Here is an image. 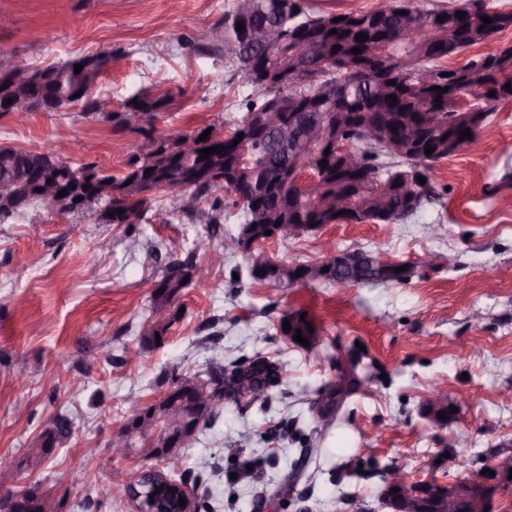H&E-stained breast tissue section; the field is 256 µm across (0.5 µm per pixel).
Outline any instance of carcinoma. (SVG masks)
Here are the masks:
<instances>
[{"label":"carcinoma","instance_id":"cac0c4a2","mask_svg":"<svg viewBox=\"0 0 512 512\" xmlns=\"http://www.w3.org/2000/svg\"><path fill=\"white\" fill-rule=\"evenodd\" d=\"M247 11L256 24L271 25L279 29L281 41L274 46H265L256 41L242 39L234 24V18ZM464 13L462 25L446 19L448 15ZM443 20H438V17ZM492 19L485 24L482 17ZM512 28V12L492 11L484 0H466L463 6L451 11L428 10L410 7L409 0H389L384 6L372 11H348L317 14L310 10L305 0H295L294 9L283 10L278 0H235L233 9L224 14V58L237 65L242 72L244 61L252 59L255 66L271 72L288 74V92L298 96L314 95L321 99V111L331 122L340 127V137L360 153L362 181L354 184L346 174L336 167L325 168L320 161L326 159L320 145L315 144L301 157L295 158L288 149V120L264 131L250 140L227 139L216 142L210 138L202 147L191 149V154L170 155L166 142L155 138L149 125L155 113L165 105L162 96L137 95L125 106L141 104L139 111L146 118V126L139 128L146 140V151L142 154L148 167L139 170L128 169L121 175L109 174L94 163H84L90 170L84 180L70 184L72 191L85 199L89 214H98L99 224H122L124 214L134 212L142 223L150 195L164 192L163 186L170 181H181L186 186L187 201L171 198L178 212L187 216L197 213L200 203L212 199L210 223L219 230L224 216L225 197L229 192L235 200L232 205L240 206L242 224L239 234L247 235L253 242L246 253L248 263L257 258L269 261L274 257L263 250L267 239L265 231L275 230V223L283 225L308 224L319 228L324 224L336 223L332 211H319L311 200L288 181L289 170L310 171L321 176L327 192L336 197L350 199V212L355 223L367 221L373 224H393L410 219L426 203L442 198L443 190L431 182L430 173L435 163L452 156L459 148L475 140L497 106L512 102V92L504 89L512 85V44L470 61L453 69L439 65L441 59L449 57L468 47L492 39L502 31ZM337 33L332 34L330 30ZM367 35L364 41L356 40L359 34ZM312 41L314 57L324 62L315 71H305L299 66L291 49L297 37ZM339 46L333 50V46ZM357 48L354 54L351 49ZM372 52L376 62V74L395 81V84H380L372 79L365 84H355L347 89L345 103L336 100V83L345 79L349 70L364 63L366 53ZM112 57V52L102 51L96 55L71 58L60 64H51L36 70L39 80L26 89L27 96L34 102L38 112H56L68 104L83 103L89 114L103 113L106 102L97 97L95 86L101 70L97 61ZM83 65L75 73V65ZM431 76L432 85L447 89L441 93L421 84L420 76ZM241 84L251 93L243 97L244 116L262 112L266 106V95L251 88L246 77ZM397 101L390 102L391 96ZM470 99V106L459 105L458 97ZM371 119L389 131L386 142L366 141L362 124ZM470 129L471 137H460V131ZM222 146L224 150L207 159H200L201 149ZM434 151L426 153L427 147ZM53 151H31L11 146H0V182L11 177H25L36 170L53 174L67 169ZM150 174H145L146 169ZM412 173L425 178V183H416L417 203L408 207L406 198L388 187L391 180L399 175ZM89 189H84V186ZM126 189L121 205L123 213L109 208L110 194ZM46 206L48 210L69 213L71 209L53 205L35 197L31 203L10 217L0 216V224H6L22 216L28 210ZM182 254L174 255L166 264L161 278L155 283L150 296L152 309L164 307L170 310L169 320L159 322L150 317L151 325L135 346L142 353L157 342L156 335H162L175 320V300L181 293L178 286L169 285L173 261L182 259L190 265L196 262V246ZM284 273L273 285L290 288L299 284L333 283L347 285L401 283L408 276L394 277L390 267L381 260L378 252L353 250L349 262L337 270V276L308 280H297V269L290 262H281ZM256 368L244 372L238 367L228 369L214 366L202 373H186L176 380L181 384L186 379H195L202 389H212L210 382L219 377L224 386L232 392L247 395L254 401H263L268 396L272 379L278 377V365L267 359L255 361ZM219 376H213V373ZM71 423L68 418L58 416L48 438L38 436L25 455L30 466L38 465L55 447L70 436ZM159 487L143 488V507L152 509L150 494L158 488H177L176 480L164 471H158Z\"/></svg>","mask_w":512,"mask_h":512}]
</instances>
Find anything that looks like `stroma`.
Instances as JSON below:
<instances>
[{
	"label": "stroma",
	"mask_w": 512,
	"mask_h": 512,
	"mask_svg": "<svg viewBox=\"0 0 512 512\" xmlns=\"http://www.w3.org/2000/svg\"><path fill=\"white\" fill-rule=\"evenodd\" d=\"M234 0H0V51L41 68L111 50L97 95L81 104L0 118V145L64 146L72 163L120 175L144 137L117 128L134 94L164 96L158 121L175 135L231 131L243 89L224 58V14ZM443 200L394 224H329L272 239L268 254L309 264L332 241L380 252L413 268L404 283L277 289L253 281L243 253L212 241L207 284L184 289L161 345L126 359L149 325L150 295L172 252L207 233L209 202L194 217L165 196L143 223L92 224L38 207L0 224V456L18 466L13 491L36 490L61 512H133L111 493L114 470L139 475L148 461L113 456L110 442L161 387L209 365L269 359L284 368L260 405L225 400L196 435L178 473L200 512H353L364 500L384 512V478L422 480L442 449L456 461L448 481L512 464V103L499 105L475 144L437 162ZM437 261L425 266L426 254ZM314 320L303 347L279 329L283 315ZM354 368L360 383L323 428V389ZM457 411L437 425L425 414L434 389ZM67 414L72 432L38 466L25 450ZM249 432L228 443V430Z\"/></svg>",
	"instance_id": "stroma-1"
}]
</instances>
